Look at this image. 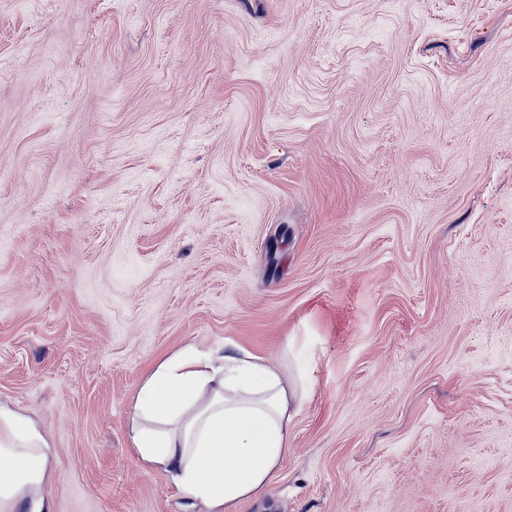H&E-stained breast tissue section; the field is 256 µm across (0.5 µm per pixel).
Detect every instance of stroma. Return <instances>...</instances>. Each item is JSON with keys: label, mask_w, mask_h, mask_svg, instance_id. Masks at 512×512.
I'll list each match as a JSON object with an SVG mask.
<instances>
[{"label": "stroma", "mask_w": 512, "mask_h": 512, "mask_svg": "<svg viewBox=\"0 0 512 512\" xmlns=\"http://www.w3.org/2000/svg\"><path fill=\"white\" fill-rule=\"evenodd\" d=\"M312 358L239 512H512V0H0V403L53 512H184L183 346Z\"/></svg>", "instance_id": "35a3bbf8"}]
</instances>
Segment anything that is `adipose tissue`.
<instances>
[{"mask_svg":"<svg viewBox=\"0 0 512 512\" xmlns=\"http://www.w3.org/2000/svg\"><path fill=\"white\" fill-rule=\"evenodd\" d=\"M311 391L308 364L287 368L227 346L189 344L161 360L130 401L129 437L144 470H162L206 512L257 499L290 451ZM50 444L0 403V512H51Z\"/></svg>","mask_w":512,"mask_h":512,"instance_id":"obj_1","label":"adipose tissue"}]
</instances>
